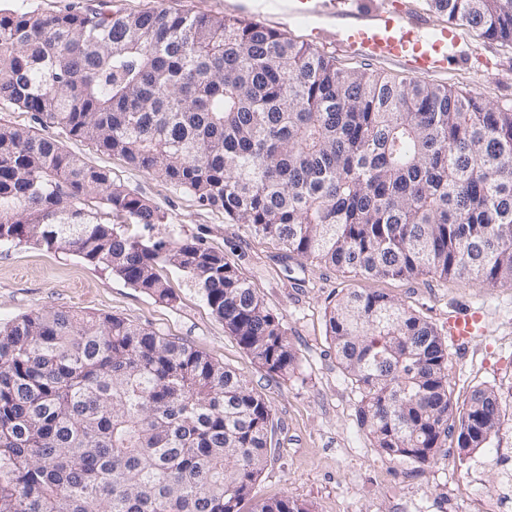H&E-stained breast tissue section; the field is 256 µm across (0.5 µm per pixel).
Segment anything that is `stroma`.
<instances>
[{"label":"stroma","instance_id":"1","mask_svg":"<svg viewBox=\"0 0 512 512\" xmlns=\"http://www.w3.org/2000/svg\"><path fill=\"white\" fill-rule=\"evenodd\" d=\"M237 0H0V15L29 12L53 15L108 5L118 14L164 9L172 13L237 15ZM267 27L309 43L340 63L363 64L392 77L403 67L337 51L341 20L323 24L303 16L270 19ZM455 63L431 73L427 82L512 103V46L459 27ZM0 124L24 126L57 139L89 165L110 172L114 182L145 198L164 213L163 224L149 228L127 223L128 233L144 239H195L223 253L255 287L266 305L282 316L296 352L288 378L269 375L224 330L196 287L177 269L166 272L177 295L165 304L123 279L88 265L71 252L35 242L0 246V326L37 311L111 315L158 335L191 344L214 361L243 375L272 408L276 432L255 497H287L312 512H498L494 498L512 463V282L493 286L467 280L420 276L410 280H371L312 259L287 257L274 241L254 236L225 219L223 210L202 204L189 192L161 182L146 171L110 155L90 140L47 128L32 112L0 105ZM350 288L381 291L412 307L440 330L460 305L481 311L485 335L448 345V379L455 400L477 388L497 392L502 424L487 448L459 458L455 440L429 463L392 462L375 448L358 423L357 390L340 370L326 334L325 309Z\"/></svg>","mask_w":512,"mask_h":512}]
</instances>
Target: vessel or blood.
Listing matches in <instances>:
<instances>
[{
	"mask_svg": "<svg viewBox=\"0 0 512 512\" xmlns=\"http://www.w3.org/2000/svg\"><path fill=\"white\" fill-rule=\"evenodd\" d=\"M305 14L344 18L341 47L368 60L390 61L412 73L445 70L458 42L455 30L409 17L403 11L367 12L362 0H304ZM481 312L467 308L449 315L448 334L460 344L484 331Z\"/></svg>",
	"mask_w": 512,
	"mask_h": 512,
	"instance_id": "b4317fda",
	"label": "vessel or blood"
}]
</instances>
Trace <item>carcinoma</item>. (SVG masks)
Instances as JSON below:
<instances>
[{
	"mask_svg": "<svg viewBox=\"0 0 512 512\" xmlns=\"http://www.w3.org/2000/svg\"><path fill=\"white\" fill-rule=\"evenodd\" d=\"M512 45V0H428ZM192 192L286 255L369 278L512 281V107L348 68L235 16L0 15V104ZM164 216L50 136L0 126V244L63 249L163 302L199 287L269 374L295 370L283 318L196 240L112 219ZM358 418L391 461L489 444L490 388L463 404L448 344L385 293L326 311ZM275 432L264 398L194 346L115 316L35 312L0 328V512H310L254 499Z\"/></svg>",
	"mask_w": 512,
	"mask_h": 512,
	"instance_id": "obj_1",
	"label": "carcinoma"
}]
</instances>
